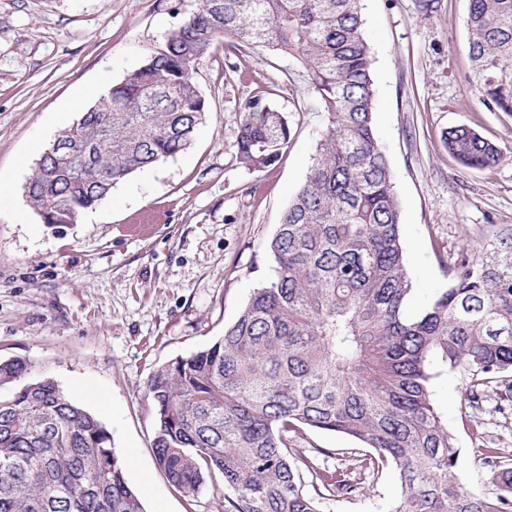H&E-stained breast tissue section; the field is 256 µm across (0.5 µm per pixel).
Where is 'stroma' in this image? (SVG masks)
I'll use <instances>...</instances> for the list:
<instances>
[{
  "label": "stroma",
  "instance_id": "1",
  "mask_svg": "<svg viewBox=\"0 0 512 512\" xmlns=\"http://www.w3.org/2000/svg\"><path fill=\"white\" fill-rule=\"evenodd\" d=\"M196 6V0H0V360L26 380L53 379L112 435L146 512H220L206 479L188 497L153 453L147 382L161 364L223 336L254 288L272 276L268 244L303 183L327 115L288 57L218 45L197 81L208 110L193 144L127 178L73 224H45L23 186L39 149L78 118L73 101L119 82ZM467 0H364L375 90L374 127L388 156L413 281L411 311L447 285L440 256L512 226V115L482 101L468 55ZM288 116L287 154L260 171L237 157L251 100ZM465 125L497 144L487 169L462 167L444 135ZM466 377L441 371L432 400L457 436L456 472L493 489L462 416ZM400 494L384 471L367 497L324 512H390Z\"/></svg>",
  "mask_w": 512,
  "mask_h": 512
}]
</instances>
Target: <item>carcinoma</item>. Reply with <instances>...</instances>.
I'll return each instance as SVG.
<instances>
[{"label": "carcinoma", "instance_id": "carcinoma-1", "mask_svg": "<svg viewBox=\"0 0 512 512\" xmlns=\"http://www.w3.org/2000/svg\"><path fill=\"white\" fill-rule=\"evenodd\" d=\"M469 56L484 104L512 115V0H467ZM263 47L295 60L328 123L305 180L269 243L273 279L254 289L210 347L160 366L147 384L156 462L189 497L222 477L224 512H322L368 494L386 469L390 512H512V459L479 450L496 492L459 479L455 434L431 399L440 368L469 376L468 430L488 390L512 405V228L442 262L448 286L408 315L413 283L388 157L373 123L362 0H198L165 42L62 129L71 159L36 165L24 186L40 218L80 214L134 173L186 150L207 112L197 75L216 45ZM289 121L246 104L237 156L279 161ZM448 153L468 168L502 159L467 126ZM0 361V512H145L105 425L54 381H24ZM350 437L340 466L292 456L305 430ZM318 486L304 490L305 475Z\"/></svg>", "mask_w": 512, "mask_h": 512}]
</instances>
